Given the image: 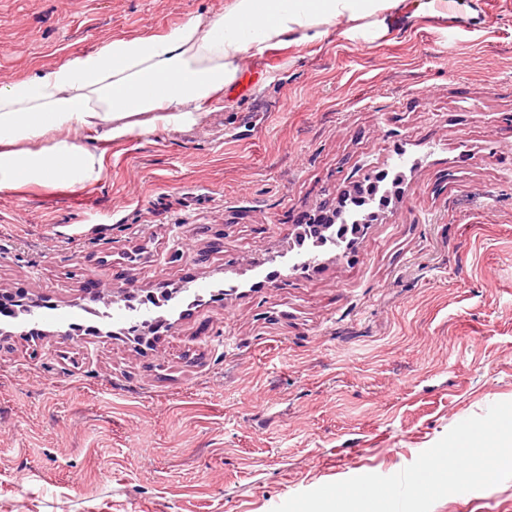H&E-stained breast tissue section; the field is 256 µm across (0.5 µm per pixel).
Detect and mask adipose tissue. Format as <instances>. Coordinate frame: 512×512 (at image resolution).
Here are the masks:
<instances>
[{
    "label": "adipose tissue",
    "instance_id": "ef3b65f1",
    "mask_svg": "<svg viewBox=\"0 0 512 512\" xmlns=\"http://www.w3.org/2000/svg\"><path fill=\"white\" fill-rule=\"evenodd\" d=\"M402 0H225L164 34L115 37L96 51L0 85V190L18 182L99 179L102 158L72 130L112 142L155 126L182 130L223 108L245 56L294 37L322 41L339 20L396 10ZM53 136L51 146L32 141Z\"/></svg>",
    "mask_w": 512,
    "mask_h": 512
}]
</instances>
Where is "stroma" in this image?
Segmentation results:
<instances>
[{
    "mask_svg": "<svg viewBox=\"0 0 512 512\" xmlns=\"http://www.w3.org/2000/svg\"><path fill=\"white\" fill-rule=\"evenodd\" d=\"M223 8L0 0V84ZM244 70L191 128L90 142L99 180L0 190V291L35 303L0 315V512H272L512 401V0H406ZM381 173L356 247L299 243ZM432 512H512V479Z\"/></svg>",
    "mask_w": 512,
    "mask_h": 512,
    "instance_id": "35a3bbf8",
    "label": "stroma"
}]
</instances>
